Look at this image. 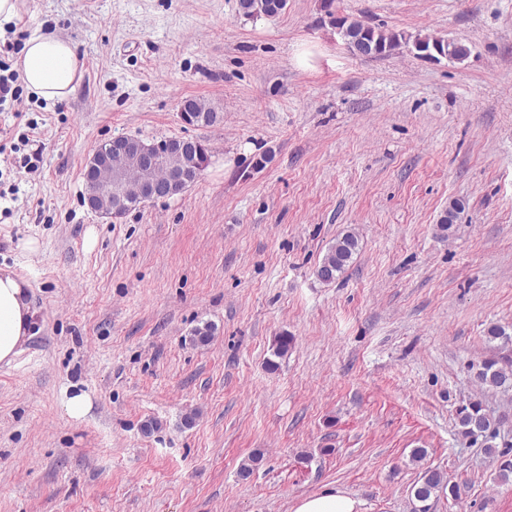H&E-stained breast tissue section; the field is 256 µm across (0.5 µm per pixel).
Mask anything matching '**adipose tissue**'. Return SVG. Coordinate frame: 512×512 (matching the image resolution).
Wrapping results in <instances>:
<instances>
[{"instance_id": "adipose-tissue-1", "label": "adipose tissue", "mask_w": 512, "mask_h": 512, "mask_svg": "<svg viewBox=\"0 0 512 512\" xmlns=\"http://www.w3.org/2000/svg\"><path fill=\"white\" fill-rule=\"evenodd\" d=\"M19 67L27 88L45 101L73 97L83 65L70 41L33 31L24 42ZM28 284L14 272H0V364L11 365L30 337L35 312L27 298Z\"/></svg>"}]
</instances>
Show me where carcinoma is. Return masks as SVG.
<instances>
[{"mask_svg": "<svg viewBox=\"0 0 512 512\" xmlns=\"http://www.w3.org/2000/svg\"><path fill=\"white\" fill-rule=\"evenodd\" d=\"M334 0H327L325 4L328 24L337 30L350 52L360 48L365 55L371 58H385L397 51L406 48L414 55L438 61L446 58L450 61L462 62L470 55V48L464 43L445 39L440 36L406 35L402 32L389 31L356 20L333 8ZM287 0H237V10L242 16L258 18L272 17L281 13L286 7ZM183 102L194 111L195 124L209 126L216 123L217 113L213 112L206 103L198 98H184ZM186 139L170 138L159 142V155L155 167L157 193L155 198L165 197L163 180L167 168L178 161L174 152L186 153ZM197 162L185 170L190 182H196L209 165V154L206 147L199 143L196 147ZM462 204L457 201L448 203L439 219V228L445 232L454 224L461 213ZM359 247V240L355 233L346 232L332 244L316 269L319 281L329 284L339 278L349 266V263ZM478 384L483 388L501 390L505 393L512 391V363L500 362L495 358L482 360L472 366ZM457 425L462 438L472 443L481 442L482 447L493 457L500 459L498 476L503 481L512 479V459L507 458L508 451L499 450L496 440L499 432L492 428L490 418L483 410L482 403L471 400L461 406L457 411ZM444 484V475L435 469L427 468L421 473L418 482L412 489L414 499L419 505L413 507V512H428L426 502L430 500Z\"/></svg>", "mask_w": 512, "mask_h": 512, "instance_id": "carcinoma-1", "label": "carcinoma"}]
</instances>
